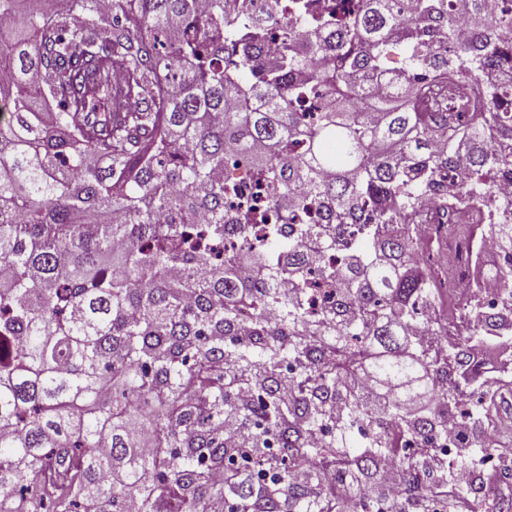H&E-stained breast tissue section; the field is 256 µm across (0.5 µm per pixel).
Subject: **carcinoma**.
I'll use <instances>...</instances> for the list:
<instances>
[{"mask_svg":"<svg viewBox=\"0 0 512 512\" xmlns=\"http://www.w3.org/2000/svg\"><path fill=\"white\" fill-rule=\"evenodd\" d=\"M361 0L324 28L300 18L271 46L250 25L247 0H0V512H206L229 496L231 512H317L293 474L323 465L342 480L394 451L386 424L424 443L448 435V416L470 419L471 350L492 334L512 348V265L488 270L503 288L491 314L468 285L469 329L434 356L409 324L432 306L433 276L414 257L401 223L424 197L483 202L491 174L512 171V90L486 94L495 111L436 148L425 113L374 98L400 93L415 71L462 73L512 60V16L485 17L454 40L450 0ZM401 55L400 66L387 61ZM308 69L311 86H298ZM315 97L317 117L296 110ZM293 224L314 205L326 223L283 231L262 251L257 218L224 223V154L234 147ZM476 171L467 184L440 176ZM239 247L217 251L224 233ZM512 259V223L495 225ZM342 260L321 271L335 300L308 311V253ZM252 260L250 273L238 271ZM292 291H281L283 284ZM254 312L240 337L239 315ZM374 377L405 391L381 413L337 383ZM256 384L241 407L236 388ZM440 381L439 408L409 415L414 382ZM251 426L253 453L237 461L224 443V414ZM365 449L347 447L353 430ZM148 442L154 451L144 454ZM415 450L402 446L413 488ZM224 468L225 483L209 471ZM247 465L278 483L244 481Z\"/></svg>","mask_w":512,"mask_h":512,"instance_id":"carcinoma-1","label":"carcinoma"}]
</instances>
